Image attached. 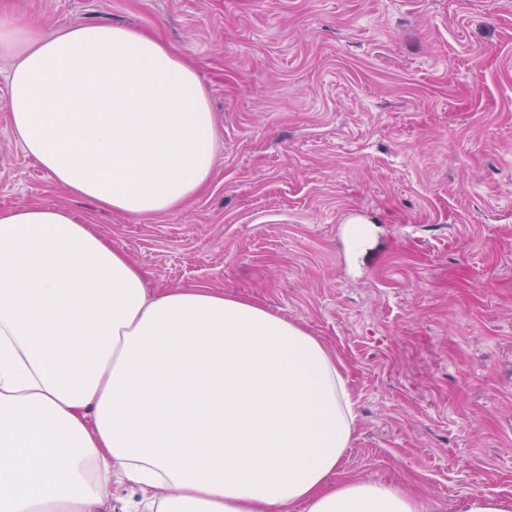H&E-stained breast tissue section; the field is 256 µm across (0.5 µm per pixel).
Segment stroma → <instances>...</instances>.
Masks as SVG:
<instances>
[{
  "label": "stroma",
  "mask_w": 512,
  "mask_h": 512,
  "mask_svg": "<svg viewBox=\"0 0 512 512\" xmlns=\"http://www.w3.org/2000/svg\"><path fill=\"white\" fill-rule=\"evenodd\" d=\"M29 36L154 35L199 76L210 181L131 217L27 156L0 53V210L63 206L146 273L319 336L356 401L343 478L512 504V0H0Z\"/></svg>",
  "instance_id": "stroma-1"
}]
</instances>
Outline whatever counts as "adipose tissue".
I'll return each mask as SVG.
<instances>
[{
  "label": "adipose tissue",
  "instance_id": "adipose-tissue-1",
  "mask_svg": "<svg viewBox=\"0 0 512 512\" xmlns=\"http://www.w3.org/2000/svg\"><path fill=\"white\" fill-rule=\"evenodd\" d=\"M7 108L26 154L112 211L176 210L210 178L197 73L154 38L80 24L16 38ZM322 340L207 287L149 295L72 211H0V512H104L113 474L145 512H421L407 490L337 481L355 426Z\"/></svg>",
  "mask_w": 512,
  "mask_h": 512
}]
</instances>
